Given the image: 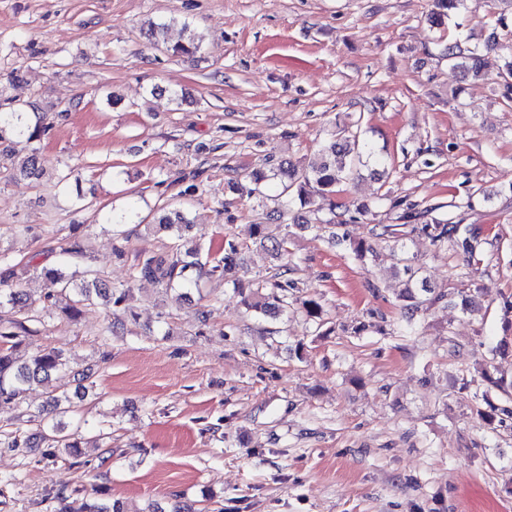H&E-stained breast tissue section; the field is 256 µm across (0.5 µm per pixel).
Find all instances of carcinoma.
Here are the masks:
<instances>
[{
  "label": "carcinoma",
  "instance_id": "obj_1",
  "mask_svg": "<svg viewBox=\"0 0 512 512\" xmlns=\"http://www.w3.org/2000/svg\"><path fill=\"white\" fill-rule=\"evenodd\" d=\"M464 5V0H434L435 11L432 21L441 24L442 19L457 13ZM199 46L194 38L189 37L170 47L176 56L192 58ZM448 60L466 78L481 79L484 77V58L480 48L463 49L456 43L447 47ZM14 112L0 111V141L6 133H22L23 129L14 122ZM369 145L360 140L359 134L347 128L333 132L319 148L315 157L308 163L303 173H298L291 165L283 163L277 168L276 176L280 179L281 195L285 197L284 208L274 212L269 219L281 224L288 222L301 224L303 220L293 213L291 204L295 201L300 206L311 204L316 195L334 197L339 187L359 170L363 164V156L371 155ZM17 173L26 179L38 180L42 175L39 158L32 155L25 159ZM151 228L165 231L174 236L175 242L169 250L152 253L140 259L132 269L131 279L147 280L167 289L183 284L188 280V271L199 266L202 249L198 246L188 247L190 221L179 209H161L153 217ZM413 233H421L435 245L455 243L473 259L476 256L477 239L472 229L453 222L435 221L431 224L414 226ZM250 236L267 246L275 264L267 275H257L244 280L239 275V245L231 240L224 243L223 256L214 259L212 271L224 274V278L233 284L234 289L242 297L243 304L263 315L277 316L290 308L288 290L296 289L297 282L288 278L292 268L288 263V235L274 238L266 233V225H251ZM42 278L47 285L44 295L45 302L53 306L65 301L63 312L70 318L78 317L81 308L100 301L105 305H118L126 301L129 289L114 288L106 280L91 270L83 272L71 271L63 264L46 266L41 270ZM15 265L0 260V307L10 305L22 313L29 308L23 291L16 287ZM426 281L410 282L401 294L405 305L401 307L405 332L413 331L415 318L421 307L427 302L424 295L429 293ZM30 329L25 322L17 319L0 323V404L19 401L33 385H42L49 381L51 375L65 365L64 353L57 348H45L36 351L30 358L21 360L16 356L20 345L29 339ZM490 382V389L482 395L486 409L480 416L491 423L500 414L512 411L496 404L491 396L495 389L501 395L512 396V381L504 379ZM70 400L66 396L52 395L47 401L48 409L37 413L43 424L41 441L52 448L58 444L69 449L72 456L83 454L81 442L64 434L65 425L62 421L47 420L46 415H63L69 412L66 404ZM85 512H126L124 502L104 491H96L94 497L85 507Z\"/></svg>",
  "mask_w": 512,
  "mask_h": 512
}]
</instances>
